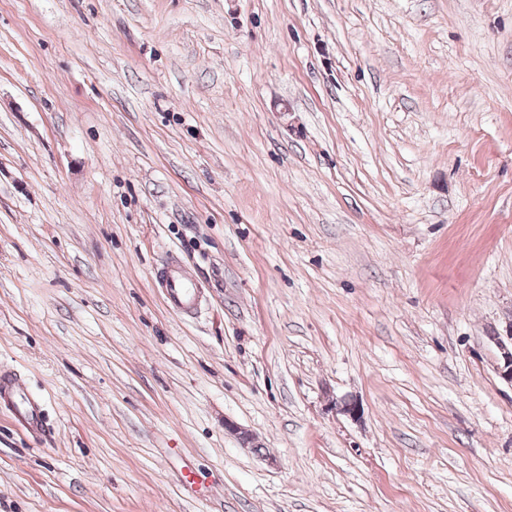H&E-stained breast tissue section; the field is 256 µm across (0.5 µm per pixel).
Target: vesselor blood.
Returning a JSON list of instances; mask_svg holds the SVG:
<instances>
[{
    "instance_id": "b4317fda",
    "label": "vessel or blood",
    "mask_w": 512,
    "mask_h": 512,
    "mask_svg": "<svg viewBox=\"0 0 512 512\" xmlns=\"http://www.w3.org/2000/svg\"><path fill=\"white\" fill-rule=\"evenodd\" d=\"M158 282L173 310L185 317L194 316L201 303V291L197 282L184 274L177 258H170L159 270ZM0 406L12 412L34 441L40 442L49 436L44 402L29 390L21 373L8 368L0 370Z\"/></svg>"
}]
</instances>
